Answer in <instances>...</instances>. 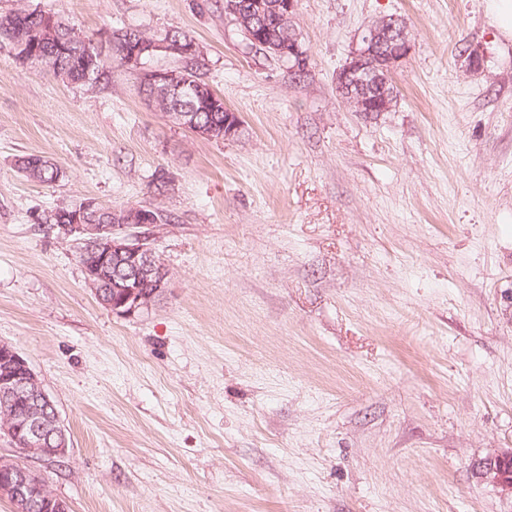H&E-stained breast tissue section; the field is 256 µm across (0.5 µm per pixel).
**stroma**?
I'll return each mask as SVG.
<instances>
[{"label": "stroma", "mask_w": 512, "mask_h": 512, "mask_svg": "<svg viewBox=\"0 0 512 512\" xmlns=\"http://www.w3.org/2000/svg\"><path fill=\"white\" fill-rule=\"evenodd\" d=\"M486 0H296L304 69L252 51L224 0H0L80 35L188 32L198 77L241 131L171 124L112 65L67 84L0 42V342L27 359L69 437L40 471L69 512H512L479 478L512 448V44ZM410 49L389 112L336 73L370 21ZM62 175L42 184L19 158ZM93 197L158 208L170 272L148 313L87 287ZM19 169L34 181L51 184L60 177V168L44 156L30 154L19 161Z\"/></svg>", "instance_id": "35a3bbf8"}]
</instances>
